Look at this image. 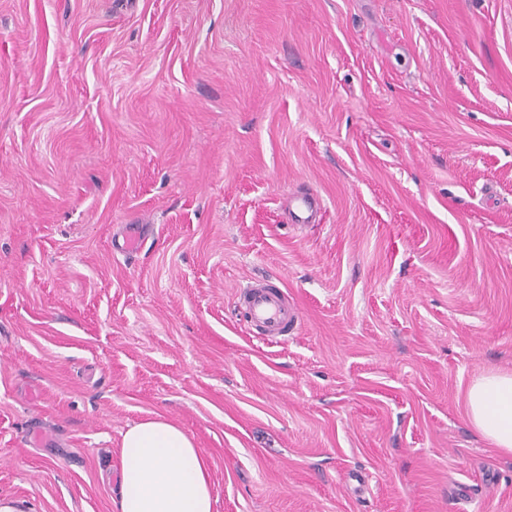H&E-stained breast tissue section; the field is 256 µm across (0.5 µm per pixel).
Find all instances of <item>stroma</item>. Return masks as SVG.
I'll return each mask as SVG.
<instances>
[{
  "label": "stroma",
  "instance_id": "obj_1",
  "mask_svg": "<svg viewBox=\"0 0 512 512\" xmlns=\"http://www.w3.org/2000/svg\"><path fill=\"white\" fill-rule=\"evenodd\" d=\"M255 280L286 341L244 323ZM491 370L512 0H0V506L115 512L160 416L213 512H512L466 415ZM311 202L305 194L290 195L288 200V213L294 224H311L312 212ZM148 232L145 224H126L121 232L122 243L118 249L123 252H134L139 249ZM240 299L246 322L268 341L285 337L299 321L297 307L281 288L272 284H250L242 290Z\"/></svg>",
  "mask_w": 512,
  "mask_h": 512
}]
</instances>
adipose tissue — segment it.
<instances>
[{
  "label": "adipose tissue",
  "instance_id": "adipose-tissue-1",
  "mask_svg": "<svg viewBox=\"0 0 512 512\" xmlns=\"http://www.w3.org/2000/svg\"><path fill=\"white\" fill-rule=\"evenodd\" d=\"M470 423L501 452L512 455V373L491 371L466 392ZM116 512H212L209 475L201 451L168 420L155 417L122 435Z\"/></svg>",
  "mask_w": 512,
  "mask_h": 512
}]
</instances>
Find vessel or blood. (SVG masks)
<instances>
[{
  "label": "vessel or blood",
  "mask_w": 512,
  "mask_h": 512,
  "mask_svg": "<svg viewBox=\"0 0 512 512\" xmlns=\"http://www.w3.org/2000/svg\"><path fill=\"white\" fill-rule=\"evenodd\" d=\"M288 213L292 223L308 224L312 221L311 202L307 195L293 194L288 200ZM148 232L147 225L128 224L122 232L120 251L139 249ZM241 308L247 323L259 330L269 341L286 336L299 321L297 307L290 303L286 293L269 283L258 282L246 286L241 292Z\"/></svg>",
  "instance_id": "1"
}]
</instances>
